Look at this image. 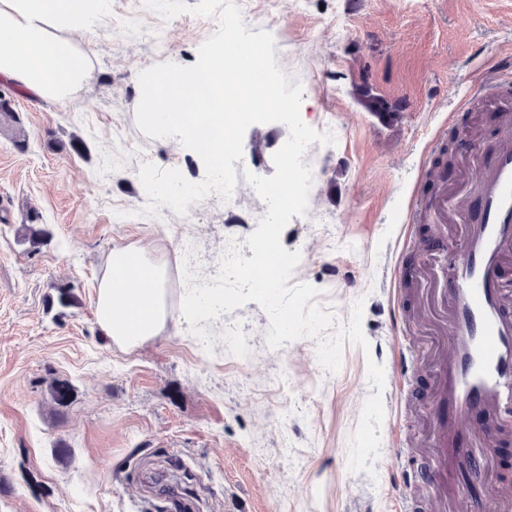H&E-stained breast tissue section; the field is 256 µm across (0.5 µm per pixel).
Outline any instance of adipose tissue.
Segmentation results:
<instances>
[{
	"mask_svg": "<svg viewBox=\"0 0 512 512\" xmlns=\"http://www.w3.org/2000/svg\"><path fill=\"white\" fill-rule=\"evenodd\" d=\"M103 10L104 0H0V80L34 99L70 97L91 68L70 35L92 28ZM165 272L138 251L114 253L96 287L100 336L125 346L157 336L173 319Z\"/></svg>",
	"mask_w": 512,
	"mask_h": 512,
	"instance_id": "obj_1",
	"label": "adipose tissue"
}]
</instances>
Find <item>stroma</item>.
<instances>
[{"mask_svg": "<svg viewBox=\"0 0 512 512\" xmlns=\"http://www.w3.org/2000/svg\"><path fill=\"white\" fill-rule=\"evenodd\" d=\"M249 32L269 31L278 66L303 85L311 128H336V145H310L312 207L281 242L300 251L293 282L348 324L362 303L368 349L345 344L325 372L318 342L269 348V317L250 302L207 323L212 350L189 331L181 253L193 244L199 283L218 268L226 238H245L268 209L238 177L233 205L203 199L185 215L144 211L139 169L177 167L192 182L205 167L178 139L138 127V76L163 62L190 66L217 29L213 17L166 20L142 0H108L101 20L74 40L92 56L87 84L62 103L0 81V512H133L156 477L187 487L194 512H512V434L496 435L490 467L435 451V326L418 282L394 289L395 268L418 269L432 251L428 171L449 135L482 133L481 151L456 152L448 204L473 210L481 152L499 141L494 106L466 109L485 72L512 61V0H241ZM396 105L367 111L361 88ZM289 131L254 124L241 166L275 172ZM50 236L31 250L17 229L27 216ZM131 248L168 263L173 322L122 347L99 336L97 284L112 253ZM69 283L74 305L55 304ZM248 354L224 350L225 327ZM415 368L396 378L400 358ZM385 372V418L375 475L350 471L351 437L372 389L367 363ZM67 380L75 400L53 404L47 384ZM445 473L447 498L432 479Z\"/></svg>", "mask_w": 512, "mask_h": 512, "instance_id": "obj_1", "label": "stroma"}]
</instances>
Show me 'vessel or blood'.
Masks as SVG:
<instances>
[{
  "label": "vessel or blood",
  "mask_w": 512,
  "mask_h": 512,
  "mask_svg": "<svg viewBox=\"0 0 512 512\" xmlns=\"http://www.w3.org/2000/svg\"><path fill=\"white\" fill-rule=\"evenodd\" d=\"M490 96L502 101L499 120L512 127V77L487 76L468 102L476 105ZM475 177L480 219L466 225L459 252L430 268L434 286L423 297L447 336L437 373L442 421L452 407L461 414L512 411V309L500 277L512 253V136L503 137ZM446 183L438 178L433 189L439 224L463 216L462 210L449 208Z\"/></svg>",
  "instance_id": "b4317fda"
}]
</instances>
